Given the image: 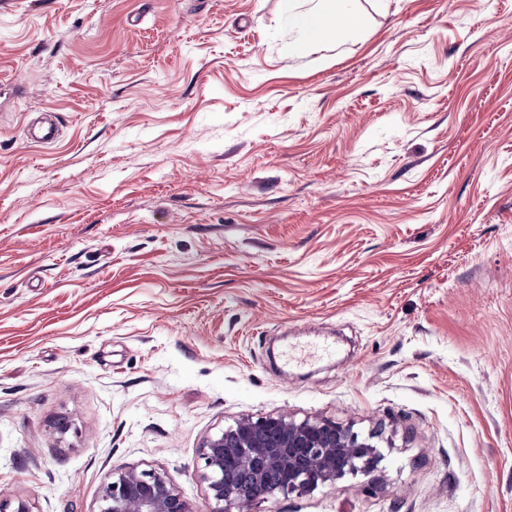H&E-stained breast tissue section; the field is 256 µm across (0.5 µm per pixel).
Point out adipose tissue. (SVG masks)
Wrapping results in <instances>:
<instances>
[{
  "instance_id": "1",
  "label": "adipose tissue",
  "mask_w": 512,
  "mask_h": 512,
  "mask_svg": "<svg viewBox=\"0 0 512 512\" xmlns=\"http://www.w3.org/2000/svg\"><path fill=\"white\" fill-rule=\"evenodd\" d=\"M279 11L300 30L308 44L326 41L341 29L356 33L364 27L351 0H309L305 8L300 0H279Z\"/></svg>"
}]
</instances>
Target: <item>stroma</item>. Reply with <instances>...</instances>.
Here are the masks:
<instances>
[{"mask_svg":"<svg viewBox=\"0 0 512 512\" xmlns=\"http://www.w3.org/2000/svg\"><path fill=\"white\" fill-rule=\"evenodd\" d=\"M353 7L0 0L5 498L211 512L206 441L285 416L381 458L254 512H512V0ZM309 7L302 9L301 0H279L280 14L291 21L303 35L304 43L328 40L339 29L357 33L363 29V18L351 7V0H303ZM53 117L52 115H46L26 126L25 134L29 142L42 146H48L55 142L58 135V126ZM99 512H193L168 477L152 470L112 473L102 483Z\"/></svg>","mask_w":512,"mask_h":512,"instance_id":"1","label":"stroma"}]
</instances>
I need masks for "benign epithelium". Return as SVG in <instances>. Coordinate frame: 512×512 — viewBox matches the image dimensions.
Returning a JSON list of instances; mask_svg holds the SVG:
<instances>
[{
	"label": "benign epithelium",
	"instance_id": "obj_1",
	"mask_svg": "<svg viewBox=\"0 0 512 512\" xmlns=\"http://www.w3.org/2000/svg\"><path fill=\"white\" fill-rule=\"evenodd\" d=\"M373 448L357 432L330 420L244 418L207 441L201 449L199 473L215 503L213 512H247L256 501L276 493L301 494L334 483L348 472L374 467ZM229 467L250 475V493L225 485ZM271 471L278 472L282 481L270 490L266 480ZM99 512L193 510L165 474L128 469L102 483Z\"/></svg>",
	"mask_w": 512,
	"mask_h": 512
}]
</instances>
